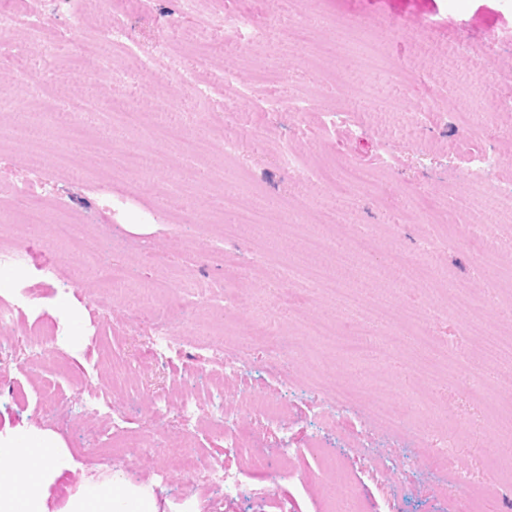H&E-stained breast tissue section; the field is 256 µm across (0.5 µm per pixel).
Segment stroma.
Instances as JSON below:
<instances>
[{
	"mask_svg": "<svg viewBox=\"0 0 512 512\" xmlns=\"http://www.w3.org/2000/svg\"><path fill=\"white\" fill-rule=\"evenodd\" d=\"M19 4L37 24L0 37V217L15 223L0 253L19 242L26 260L0 275V308L11 302L7 284L39 282L43 295L0 326V432H45L64 448L70 468L47 486V512L116 479L148 489L158 512H325L335 483L362 512H512V443L493 431L496 400L512 396V357L474 374L463 359L512 329V281L485 306L491 286L468 245L487 230L502 241L494 266L512 268V112L493 109L512 100V0H125L113 16L130 45L101 42L116 60L108 73L83 53L99 19L81 0H0V9ZM218 13L238 25L215 22ZM125 110L143 112L144 124L123 125ZM373 112L410 121L384 138ZM440 112L463 122L443 124ZM164 122L182 123L197 152L155 137ZM434 138L464 139L503 163L471 179L464 155L426 153ZM116 145L137 149L143 168L124 169ZM289 147L304 181L279 163ZM33 179L50 201L36 229L22 224L16 193ZM242 210L263 223L226 239L222 225ZM63 222L77 244L53 238ZM311 238L331 269L319 288L307 275ZM395 251L430 267L426 286L390 265ZM109 261L129 268L130 287L177 288L128 310L96 275ZM77 265L88 271L79 286ZM263 317L284 334L278 368L248 341ZM328 318L367 328L374 357L315 336ZM415 323L451 349L448 367L417 374ZM161 328L178 336L163 360L151 343ZM39 329L51 331L50 346L32 357L26 343ZM214 340L231 345L233 371L213 360ZM46 380L56 403L40 394ZM338 387L359 397L356 410L332 403ZM91 392L123 404L133 447H114L111 417L85 410ZM245 392L284 404L285 418L188 433L173 411L151 416L157 398L173 407L193 397L208 413ZM381 397L409 407L404 426L371 412ZM230 432L269 469L239 456ZM186 439L203 462L223 464L232 490L187 479L179 459L155 453ZM443 450L442 472L431 460ZM460 473L478 485L474 499L456 485Z\"/></svg>",
	"mask_w": 512,
	"mask_h": 512,
	"instance_id": "stroma-1",
	"label": "stroma"
}]
</instances>
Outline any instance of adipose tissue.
Instances as JSON below:
<instances>
[{
	"label": "adipose tissue",
	"mask_w": 512,
	"mask_h": 512,
	"mask_svg": "<svg viewBox=\"0 0 512 512\" xmlns=\"http://www.w3.org/2000/svg\"><path fill=\"white\" fill-rule=\"evenodd\" d=\"M63 450L48 434L0 435V512H45V488L60 475ZM69 512H157L152 495L121 482L73 498Z\"/></svg>",
	"instance_id": "adipose-tissue-1"
}]
</instances>
